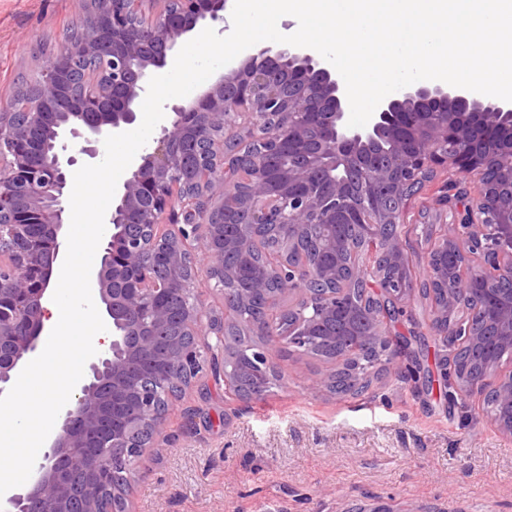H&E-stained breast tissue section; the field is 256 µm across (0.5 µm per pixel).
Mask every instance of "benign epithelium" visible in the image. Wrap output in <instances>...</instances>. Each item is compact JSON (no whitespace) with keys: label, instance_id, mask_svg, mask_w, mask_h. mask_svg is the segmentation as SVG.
Returning a JSON list of instances; mask_svg holds the SVG:
<instances>
[{"label":"benign epithelium","instance_id":"benign-epithelium-1","mask_svg":"<svg viewBox=\"0 0 512 512\" xmlns=\"http://www.w3.org/2000/svg\"><path fill=\"white\" fill-rule=\"evenodd\" d=\"M142 2L93 0L79 36L38 60L32 89L18 96L24 110L13 100L0 107V394L45 329L74 165L62 137L96 158L105 137L137 120L138 99L173 61L178 41L224 19L226 9V0H162L156 19L140 25ZM166 109L172 117L129 166L105 216L94 293L111 341L91 357L86 379L63 407L29 488L0 497L4 512H97L104 495L112 496V512H134L131 491L144 453L164 443L167 418L139 369L149 362L165 381L192 388L202 368L201 336L213 337L210 349L221 355L232 336H256L238 373L224 375L239 399L267 391L274 352L309 351L319 335L342 348L330 360L342 359L358 380L361 353L350 352L351 343L400 369L394 338L376 323L406 307L409 288L379 272L381 263L404 265L399 238L380 229L404 223L409 188L440 168L476 180L473 202L454 212L429 257L430 280L441 285L431 326L443 337L453 330L464 358L450 364L440 355L424 382L483 396L491 422L512 435V288L502 287L512 282V103L418 81L382 101L366 126L350 128L340 74L311 48L276 45L229 64L200 94ZM240 120L260 150H243L230 133ZM285 141L301 151L270 184L261 155ZM191 147L198 149L193 164ZM232 165L247 189L229 205L224 171ZM165 218L177 230H162ZM334 224L361 225L371 257L342 264L348 246L330 232ZM313 228L334 261L299 252L295 262L279 247L255 264L270 237L291 244ZM448 256L456 267L451 278ZM201 280L238 308L263 300L271 317L239 321L229 333L225 317L195 298ZM239 281L249 287H227ZM358 285L377 293L375 305L361 308L349 298ZM297 293L296 303L280 306ZM175 297L183 304L181 337L162 346ZM105 448L112 449L106 462Z\"/></svg>","mask_w":512,"mask_h":512}]
</instances>
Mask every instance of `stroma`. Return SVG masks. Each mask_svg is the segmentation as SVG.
I'll use <instances>...</instances> for the list:
<instances>
[{"instance_id":"obj_1","label":"stroma","mask_w":512,"mask_h":512,"mask_svg":"<svg viewBox=\"0 0 512 512\" xmlns=\"http://www.w3.org/2000/svg\"><path fill=\"white\" fill-rule=\"evenodd\" d=\"M87 2L0 0V102L36 76V57L61 49ZM467 181L441 171L413 197L401 239L412 282L429 270L423 225L446 223L441 193ZM275 362L280 380L249 403L204 368L169 412L167 446L145 459L136 512H512V437L481 396L453 407L384 369L368 393L343 398L312 387L323 358L283 351Z\"/></svg>"}]
</instances>
